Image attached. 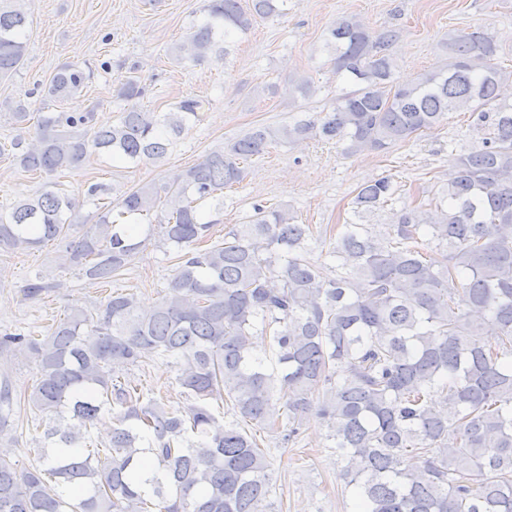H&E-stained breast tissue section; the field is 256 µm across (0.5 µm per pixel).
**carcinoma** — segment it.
Wrapping results in <instances>:
<instances>
[{"label":"carcinoma","instance_id":"cac0c4a2","mask_svg":"<svg viewBox=\"0 0 512 512\" xmlns=\"http://www.w3.org/2000/svg\"><path fill=\"white\" fill-rule=\"evenodd\" d=\"M278 2L207 0L206 20L177 58L227 53L229 39L279 13ZM26 24L23 0H0V76L23 61ZM399 37L337 19L328 44L354 89L330 111L253 128L164 184L129 189L93 224L77 223L76 201L55 184L0 212V253L52 242L61 264L101 287L154 236L178 254L168 292L147 313L135 294L115 291L72 308L41 338L0 334V353H23L37 367L27 401L44 425L38 465L22 469L0 453V512H276L256 432L296 437L310 413L327 424L343 493L360 512H512V70L495 63L498 44L476 28L448 35L445 68L399 84ZM85 80L65 64L44 97L60 104ZM143 95L138 78L122 82L127 107L112 124L98 122L95 105L44 112L34 142H0V155L40 176L93 154L161 163L204 102L186 97L160 113L137 105ZM450 112L469 114L477 143L428 205L393 212L384 233L363 220L397 188L388 176L359 187L355 220L338 225L328 246L336 276L310 262L317 238L284 205L255 207L205 245L215 224L207 210L270 147L318 136L347 154L385 152ZM157 211L143 232L138 218ZM425 243L441 262L427 259ZM58 287L40 271L24 293L38 300ZM487 326L497 330L493 346L482 340ZM256 336L269 337L267 352L254 349ZM158 361L177 368L189 412L116 376ZM15 402L1 384L0 437ZM106 413L112 436L99 446L91 432Z\"/></svg>","mask_w":512,"mask_h":512}]
</instances>
